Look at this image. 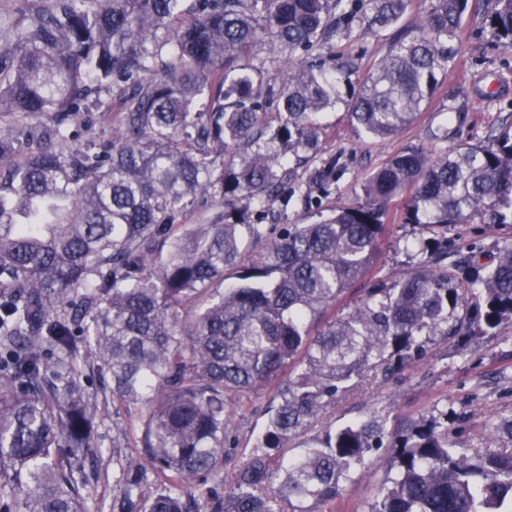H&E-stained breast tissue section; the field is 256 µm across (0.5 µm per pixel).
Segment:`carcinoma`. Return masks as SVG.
<instances>
[{"label": "carcinoma", "instance_id": "cac0c4a2", "mask_svg": "<svg viewBox=\"0 0 512 512\" xmlns=\"http://www.w3.org/2000/svg\"><path fill=\"white\" fill-rule=\"evenodd\" d=\"M407 2L57 0L11 23L0 112L51 116L64 141L91 85L132 91L101 151L38 147L18 162L24 128L0 131V512H89L77 476L101 453L98 374L112 379L115 414L146 410L130 454L112 421V512H334L384 446L391 464L369 512H512V448H458L433 415L402 430L377 415L329 427L288 456L366 377L387 379L438 337L512 321V244L485 268L448 261L447 237L450 224H512V126L488 145L408 148L310 224L246 220L287 209L285 185L317 154L318 116L357 72L320 49L356 19L396 23ZM471 2L432 0L351 89L348 113L366 134L391 138L414 121ZM487 18L511 49L512 0H494ZM265 44L305 60L266 76L245 64ZM255 98L279 117L270 135ZM205 197L224 211L183 223ZM396 200L403 223L432 233L398 278L375 272ZM356 284L359 301L336 309ZM90 355L95 375L80 369ZM269 386L264 428L237 462V410Z\"/></svg>", "mask_w": 512, "mask_h": 512}]
</instances>
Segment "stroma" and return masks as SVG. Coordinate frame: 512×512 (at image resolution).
<instances>
[{
    "mask_svg": "<svg viewBox=\"0 0 512 512\" xmlns=\"http://www.w3.org/2000/svg\"><path fill=\"white\" fill-rule=\"evenodd\" d=\"M431 0H409L398 22L388 28L363 31L353 26L350 37L333 40L327 55L356 59L359 74H366L382 58L391 42L411 30L425 16ZM483 6L465 13L454 60L440 78L436 93L415 121L397 136L378 140L365 135L347 116L345 103L325 112L319 130V154L299 169L297 182L315 181L311 194L293 193L282 218L287 224H308L320 211L342 207L355 198L359 181L406 146L419 145L438 155L462 143H484L512 123V49L499 45L484 21ZM121 92L116 87L93 91L79 117L68 129L67 146L111 143L123 124ZM338 168H331L332 160ZM419 226L402 221L401 204H392L380 242L377 269L398 276L413 268L418 258L411 244ZM512 243V224H455L448 228L449 250L473 252L479 262L493 263L497 251ZM447 410L448 433L473 448H507L512 433L504 427L512 419V322L503 323L496 335L459 350L457 345L435 342L428 355L413 360L394 377L365 379L354 394L342 397L327 411L324 424L341 426L378 414L388 427L403 425L418 414ZM112 393L97 394V443L103 459L86 468L84 492L89 505L112 504ZM390 454L376 452L336 501V512H368Z\"/></svg>",
    "mask_w": 512,
    "mask_h": 512,
    "instance_id": "35a3bbf8",
    "label": "stroma"
}]
</instances>
